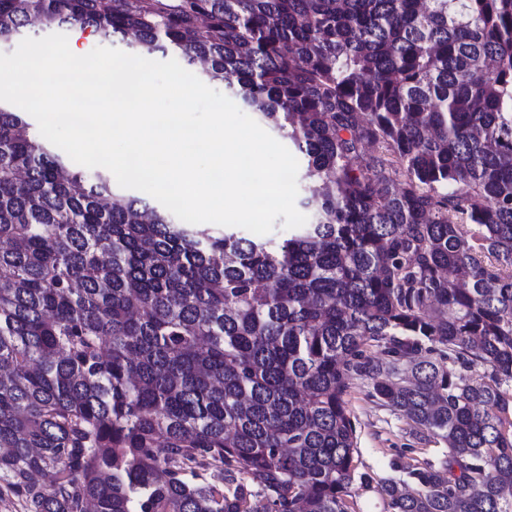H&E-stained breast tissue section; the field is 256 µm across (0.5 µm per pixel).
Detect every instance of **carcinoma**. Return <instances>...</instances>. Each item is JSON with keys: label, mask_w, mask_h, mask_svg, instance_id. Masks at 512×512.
<instances>
[{"label": "carcinoma", "mask_w": 512, "mask_h": 512, "mask_svg": "<svg viewBox=\"0 0 512 512\" xmlns=\"http://www.w3.org/2000/svg\"><path fill=\"white\" fill-rule=\"evenodd\" d=\"M36 23L200 66L319 201L275 243L177 223L0 103L26 512H348L355 379L444 445L386 512H512V0H0ZM202 82L205 83L207 86H209L217 91H220L223 94H225L226 96H228L229 98H231L244 113H246L247 115L252 117L262 128H264L277 141H279L281 144H283L294 155V157L297 159L298 164H299L298 174H297L298 195L296 198V207L301 213L305 214L308 217L307 222H309V220L311 219L312 213L314 212V210L317 207V199L312 198L309 195V193H307V191L305 190V184L300 180L299 171H300V165H301V161H300L301 155L296 151V149L291 144L288 143L287 139L283 138L278 131H276L270 125H268L265 121H263L256 112H253L252 110L243 106L241 104V102L226 87L225 82H223V81H210V82L202 81ZM305 202L308 203L307 207H305L303 204Z\"/></svg>", "instance_id": "1"}]
</instances>
